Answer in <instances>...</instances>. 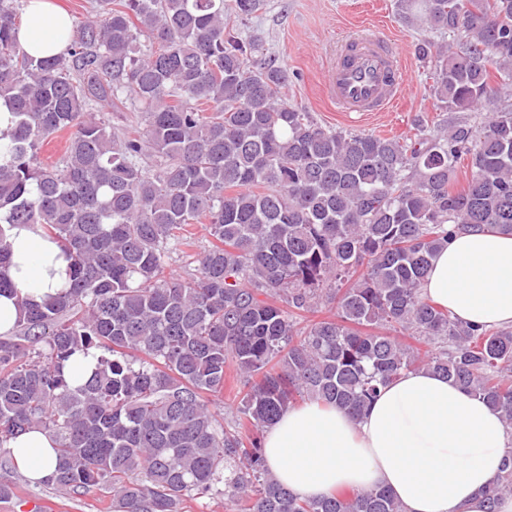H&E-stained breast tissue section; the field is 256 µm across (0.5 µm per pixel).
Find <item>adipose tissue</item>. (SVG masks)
Instances as JSON below:
<instances>
[{"instance_id": "ef3b65f1", "label": "adipose tissue", "mask_w": 512, "mask_h": 512, "mask_svg": "<svg viewBox=\"0 0 512 512\" xmlns=\"http://www.w3.org/2000/svg\"><path fill=\"white\" fill-rule=\"evenodd\" d=\"M67 14L54 0H27L20 33L35 57L62 52ZM8 274L15 292L0 293V335H12L20 298L41 303L62 291L69 262L37 224L7 230ZM423 293L471 326L512 325V234L462 231L432 261ZM507 446L496 410L449 380L418 369L379 388L360 416L306 402L290 407L265 432L266 461L276 479L302 498L346 489H383L403 512H486ZM8 448L36 482L54 471L48 435L27 430Z\"/></svg>"}]
</instances>
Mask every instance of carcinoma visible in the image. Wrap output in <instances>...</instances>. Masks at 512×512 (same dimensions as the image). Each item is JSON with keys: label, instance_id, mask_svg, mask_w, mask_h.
I'll list each match as a JSON object with an SVG mask.
<instances>
[{"label": "carcinoma", "instance_id": "obj_1", "mask_svg": "<svg viewBox=\"0 0 512 512\" xmlns=\"http://www.w3.org/2000/svg\"><path fill=\"white\" fill-rule=\"evenodd\" d=\"M92 2L66 50L38 58L20 46V0H0V98L15 117L0 135V225L39 224L71 260L66 290L21 301L0 339V449L44 431L48 484L108 491L112 512L209 496L243 512H402L383 489L295 496L266 463L265 429L300 401L358 416L379 386L426 367L511 430L512 326L463 324L421 288L455 231L512 233V108L499 107L512 0H421L431 95L489 118L402 140L288 104V67L240 32L261 0ZM104 112H137L139 127ZM60 132L63 154L41 161ZM8 262L0 228V292ZM91 350L95 370L71 384L65 363ZM231 370L243 389L226 426L211 397ZM505 461L487 512L512 494L511 447Z\"/></svg>", "mask_w": 512, "mask_h": 512}]
</instances>
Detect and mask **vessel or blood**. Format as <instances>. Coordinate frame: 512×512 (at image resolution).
<instances>
[{"mask_svg": "<svg viewBox=\"0 0 512 512\" xmlns=\"http://www.w3.org/2000/svg\"><path fill=\"white\" fill-rule=\"evenodd\" d=\"M406 72L380 29L342 43L327 67L325 92L342 112H385L404 96Z\"/></svg>", "mask_w": 512, "mask_h": 512, "instance_id": "1", "label": "vessel or blood"}]
</instances>
